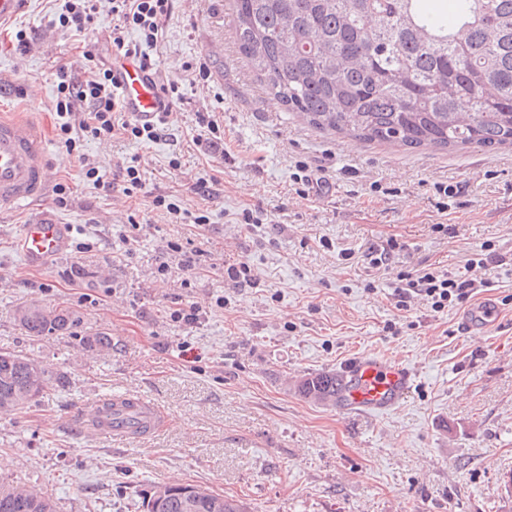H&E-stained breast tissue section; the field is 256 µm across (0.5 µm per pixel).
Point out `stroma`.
Here are the masks:
<instances>
[{"mask_svg": "<svg viewBox=\"0 0 512 512\" xmlns=\"http://www.w3.org/2000/svg\"><path fill=\"white\" fill-rule=\"evenodd\" d=\"M54 12L53 0H25L0 29V84L10 90L0 117L47 129L53 184L41 202L0 211V352L67 373L69 384L0 416V480L41 490L59 512H143L145 495L171 484L242 499L252 512H512V149H405L315 129L237 53L231 0H174L151 52L160 82L184 94L173 125L153 142L85 137L70 150L56 70L111 18L100 14L78 37ZM199 63L207 81L192 79ZM204 114L224 131L223 153L194 144ZM134 160L144 185L129 195L119 169ZM88 164L99 184L84 179ZM302 164L321 194L297 193ZM202 177L217 179L213 196L196 193ZM157 194L207 223L176 222L153 206ZM245 208L253 224L236 222ZM45 215L69 224L67 249L33 269L18 238ZM133 222L128 254L118 235ZM391 237L402 248L389 269L368 270V254ZM171 241L202 249L199 268L179 267ZM477 253L494 260L468 269ZM239 261L256 287L225 279ZM430 265L470 273L476 299L494 297L500 318L488 333L462 334V303L397 307L398 273ZM191 302L207 311L193 328L173 318ZM30 305L67 306L76 322L28 335L18 314ZM375 351L416 375L394 412L351 418L299 392L304 379ZM125 392L163 407L164 426L121 442L73 424L81 402Z\"/></svg>", "mask_w": 512, "mask_h": 512, "instance_id": "1", "label": "stroma"}]
</instances>
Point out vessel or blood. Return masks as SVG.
I'll return each instance as SVG.
<instances>
[{"label": "vessel or blood", "instance_id": "obj_1", "mask_svg": "<svg viewBox=\"0 0 512 512\" xmlns=\"http://www.w3.org/2000/svg\"><path fill=\"white\" fill-rule=\"evenodd\" d=\"M96 45L111 59L112 81L124 112L143 122L154 121L162 105L157 77L131 56L113 50L109 38L99 35ZM51 183L44 133L22 120H0V208L41 200ZM21 254L29 266L40 267L62 254L67 247V227L46 218L24 225L20 234ZM499 307L484 299L465 311L463 330L488 332L498 320ZM341 386L336 410L347 415L378 416L395 410L414 384V374L399 361L370 352L347 360L340 368ZM103 399L83 403L76 417L91 435L136 439L164 420L162 410L139 395L116 394L111 400V422L101 418Z\"/></svg>", "mask_w": 512, "mask_h": 512}]
</instances>
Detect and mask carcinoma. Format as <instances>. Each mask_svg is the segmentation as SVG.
<instances>
[{
	"label": "carcinoma",
	"instance_id": "cac0c4a2",
	"mask_svg": "<svg viewBox=\"0 0 512 512\" xmlns=\"http://www.w3.org/2000/svg\"><path fill=\"white\" fill-rule=\"evenodd\" d=\"M235 44L288 112L311 126L409 149L512 147V0H233ZM31 336L69 330L67 308L30 306ZM32 361L0 353V410H21L67 377L31 376ZM299 391L325 400L336 375ZM150 495L146 512H185L180 494ZM0 512H58L46 495L0 482ZM195 512H248L240 499L197 490Z\"/></svg>",
	"mask_w": 512,
	"mask_h": 512
}]
</instances>
